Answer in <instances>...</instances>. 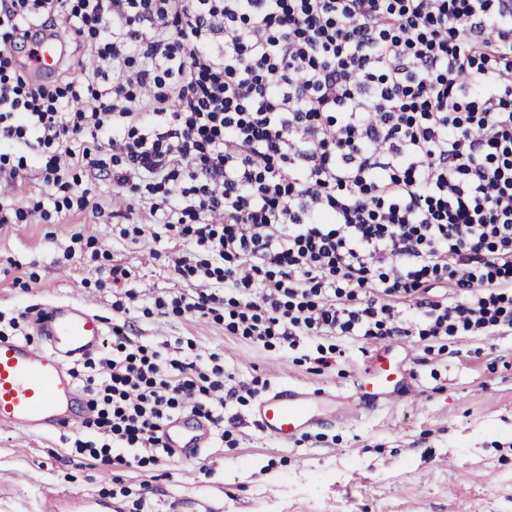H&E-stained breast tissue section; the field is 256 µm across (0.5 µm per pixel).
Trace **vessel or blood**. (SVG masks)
Masks as SVG:
<instances>
[{"label": "vessel or blood", "instance_id": "obj_1", "mask_svg": "<svg viewBox=\"0 0 512 512\" xmlns=\"http://www.w3.org/2000/svg\"><path fill=\"white\" fill-rule=\"evenodd\" d=\"M68 43L64 32L39 37L34 63L50 67L57 52ZM38 331L45 342L41 348L23 341L0 342V425L24 432L77 430L85 412L66 364L98 351L105 336V323L83 303L59 302L49 308ZM386 353L383 346L374 352V370L360 386L363 401H371L396 385L395 370ZM352 408V402L342 396L288 385L273 389L261 399L255 416L264 432L285 440L306 427L351 416ZM210 434L209 424L191 414L173 419L164 429L165 442L179 459L198 456L206 448ZM42 509L113 512V505L78 490L51 487L43 493Z\"/></svg>", "mask_w": 512, "mask_h": 512}]
</instances>
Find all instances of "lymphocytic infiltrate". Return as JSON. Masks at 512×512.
<instances>
[{"label":"lymphocytic infiltrate","instance_id":"1","mask_svg":"<svg viewBox=\"0 0 512 512\" xmlns=\"http://www.w3.org/2000/svg\"><path fill=\"white\" fill-rule=\"evenodd\" d=\"M61 17L95 66L27 83L12 49ZM86 133L154 195L148 223L178 228L174 269L205 286L177 314L292 348L512 331V0H0V150L44 158L56 186L90 162ZM438 282L465 299H433ZM78 379L74 445L107 466L160 463L170 418L218 427L251 392L219 354L117 326Z\"/></svg>","mask_w":512,"mask_h":512}]
</instances>
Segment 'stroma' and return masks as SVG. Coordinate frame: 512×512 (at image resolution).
I'll list each match as a JSON object with an SVG mask.
<instances>
[{"label": "stroma", "mask_w": 512, "mask_h": 512, "mask_svg": "<svg viewBox=\"0 0 512 512\" xmlns=\"http://www.w3.org/2000/svg\"><path fill=\"white\" fill-rule=\"evenodd\" d=\"M95 150L101 167L64 176L68 195L88 192L83 210L62 206L67 194L44 184L36 161L0 172V331L41 344L36 312L77 298L107 326H123L131 344L188 341L201 356L221 354L225 371L255 383L256 395L224 407L234 446L215 434L199 456L152 468L105 467L76 454L61 434L0 426V512H41L47 485L112 500L124 512L141 499L162 512L181 496L212 498L221 512H512V334L392 338L406 393L279 442L254 418L258 398L282 385L350 395L371 363L368 343L335 334L303 337L294 348L263 346L209 317L155 313V300L201 282L175 271L172 231L144 226L146 199L113 183L110 151ZM36 205L50 221L33 213ZM139 226L146 232L136 244ZM115 264L131 270L127 288L109 280ZM128 288L134 299L125 298ZM320 356L329 367L314 368Z\"/></svg>", "instance_id": "obj_1"}]
</instances>
